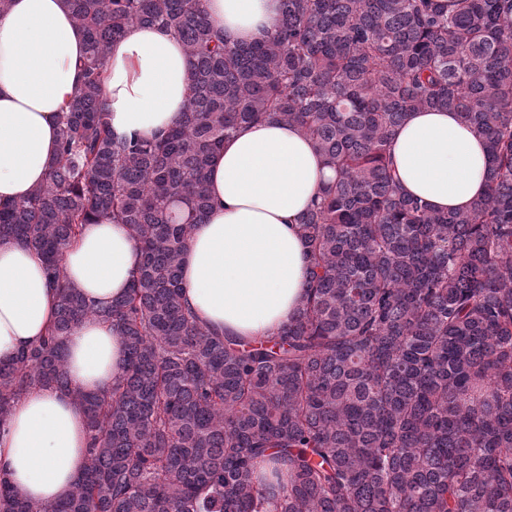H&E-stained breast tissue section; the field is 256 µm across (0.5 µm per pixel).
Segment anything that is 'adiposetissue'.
<instances>
[{
    "label": "adipose tissue",
    "mask_w": 512,
    "mask_h": 512,
    "mask_svg": "<svg viewBox=\"0 0 512 512\" xmlns=\"http://www.w3.org/2000/svg\"><path fill=\"white\" fill-rule=\"evenodd\" d=\"M231 42L274 32L280 0H204ZM85 41L63 0H11L0 15V208L43 183L56 158L58 115L79 87ZM104 94L115 137L151 139L176 123L189 98L184 47L170 31L135 26L112 44ZM389 153L403 189L435 211H465L488 189L484 140L448 111L411 113ZM335 173L295 126L262 121L236 131L210 166L212 206L183 256L184 298L198 319L226 335L273 336L301 305L310 258L298 220ZM127 225H84L63 256L65 281L95 307L124 295L140 262ZM56 295L35 249L0 242V361L38 344ZM124 346L111 323L88 318L66 342L73 387L100 393L121 373ZM83 408L67 392L22 395L0 429V471L26 498L65 497L86 464Z\"/></svg>",
    "instance_id": "ef3b65f1"
}]
</instances>
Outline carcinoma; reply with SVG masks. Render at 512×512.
<instances>
[{
  "instance_id": "cac0c4a2",
  "label": "carcinoma",
  "mask_w": 512,
  "mask_h": 512,
  "mask_svg": "<svg viewBox=\"0 0 512 512\" xmlns=\"http://www.w3.org/2000/svg\"><path fill=\"white\" fill-rule=\"evenodd\" d=\"M64 4L82 81L46 180L0 211V241L43 255L57 312L0 362V427L30 389L68 388L82 320L111 323L126 359L111 390L72 392L91 438L70 494L33 503L1 472L0 512H512V0H281L273 34L232 44L203 0ZM136 25L188 56L187 108L154 140L116 139L103 90L110 45ZM427 110L487 143L488 192L466 211L430 210L390 161L389 135ZM261 120L297 126L336 178L301 219L303 304L245 340L197 321L179 272L212 158ZM102 219L142 261L98 309L62 256Z\"/></svg>"
}]
</instances>
